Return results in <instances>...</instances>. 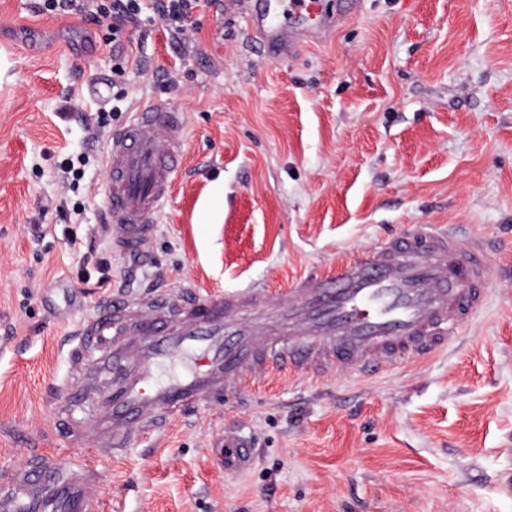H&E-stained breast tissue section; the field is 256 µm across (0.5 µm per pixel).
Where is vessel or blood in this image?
<instances>
[{
	"label": "vessel or blood",
	"mask_w": 512,
	"mask_h": 512,
	"mask_svg": "<svg viewBox=\"0 0 512 512\" xmlns=\"http://www.w3.org/2000/svg\"><path fill=\"white\" fill-rule=\"evenodd\" d=\"M314 6L315 0H253L249 30L271 55H289L343 19L326 14L308 23ZM185 130L183 113L149 103L110 135L105 207L117 218L110 232L121 253L145 250L177 176ZM488 266L482 246L422 230L355 252L334 275L299 282L274 300L249 289L218 301L188 295L138 307L120 296L103 301L78 324L65 351L75 374L69 396L89 403L94 419L93 430L74 425L68 434L93 449L36 454L28 468L0 479V512H102L92 493L96 449L128 447L135 437L161 431L173 415L267 369L375 374L446 351L484 306ZM104 336L112 339L109 356L87 357L88 345ZM187 355L194 359L188 372L158 378L162 364ZM248 464L244 444L225 440V469Z\"/></svg>",
	"instance_id": "1"
}]
</instances>
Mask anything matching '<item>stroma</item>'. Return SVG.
<instances>
[{
  "mask_svg": "<svg viewBox=\"0 0 512 512\" xmlns=\"http://www.w3.org/2000/svg\"><path fill=\"white\" fill-rule=\"evenodd\" d=\"M38 6L0 0V475L78 454L47 393L104 296L277 297L424 225L490 250L489 301L457 343L375 375L266 370L96 451L93 492L104 512H512V0H357L325 42L276 58L225 0L193 10L185 43L143 0L118 57L105 27ZM150 102L187 133L145 253L124 255L93 200L99 156ZM234 434L252 463L232 473Z\"/></svg>",
  "mask_w": 512,
  "mask_h": 512,
  "instance_id": "obj_1",
  "label": "stroma"
}]
</instances>
